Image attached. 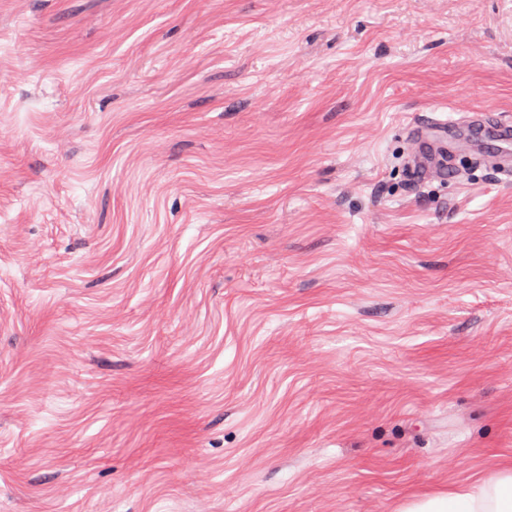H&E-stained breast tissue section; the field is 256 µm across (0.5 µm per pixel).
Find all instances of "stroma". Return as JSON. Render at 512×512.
Masks as SVG:
<instances>
[{
	"mask_svg": "<svg viewBox=\"0 0 512 512\" xmlns=\"http://www.w3.org/2000/svg\"><path fill=\"white\" fill-rule=\"evenodd\" d=\"M512 0H0V512H400L512 463ZM486 112L491 111L429 112L413 118L406 126L412 180H445L454 171L447 161L448 152L459 150L472 152L512 180V122ZM483 144L496 149L484 150Z\"/></svg>",
	"mask_w": 512,
	"mask_h": 512,
	"instance_id": "1",
	"label": "stroma"
}]
</instances>
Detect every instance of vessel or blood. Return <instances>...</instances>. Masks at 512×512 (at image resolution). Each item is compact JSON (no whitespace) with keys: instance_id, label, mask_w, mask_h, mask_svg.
<instances>
[{"instance_id":"obj_1","label":"vessel or blood","mask_w":512,"mask_h":512,"mask_svg":"<svg viewBox=\"0 0 512 512\" xmlns=\"http://www.w3.org/2000/svg\"><path fill=\"white\" fill-rule=\"evenodd\" d=\"M413 181L446 179L448 154L473 153L512 180V122L482 109L466 112H429L413 118L406 127Z\"/></svg>"}]
</instances>
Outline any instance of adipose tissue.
Wrapping results in <instances>:
<instances>
[{"instance_id":"adipose-tissue-1","label":"adipose tissue","mask_w":512,"mask_h":512,"mask_svg":"<svg viewBox=\"0 0 512 512\" xmlns=\"http://www.w3.org/2000/svg\"><path fill=\"white\" fill-rule=\"evenodd\" d=\"M401 512H512V464L445 493L412 497Z\"/></svg>"}]
</instances>
